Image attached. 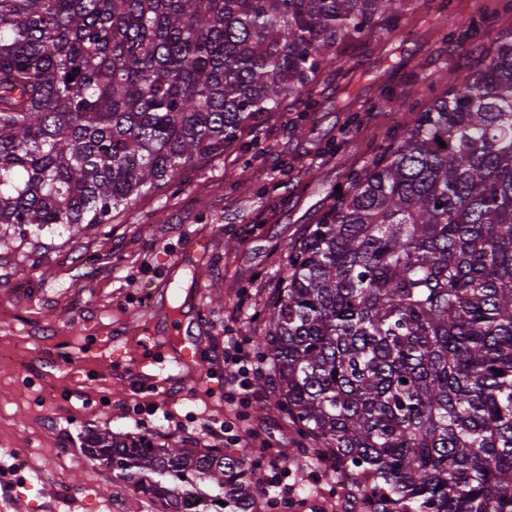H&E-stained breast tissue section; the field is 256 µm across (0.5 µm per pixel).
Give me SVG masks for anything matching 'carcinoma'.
<instances>
[{
    "instance_id": "carcinoma-1",
    "label": "carcinoma",
    "mask_w": 512,
    "mask_h": 512,
    "mask_svg": "<svg viewBox=\"0 0 512 512\" xmlns=\"http://www.w3.org/2000/svg\"><path fill=\"white\" fill-rule=\"evenodd\" d=\"M417 2L0 0V224H109L249 148L325 72L350 107L345 54ZM426 3L443 37L480 36ZM407 112L288 246L257 341L275 407L369 475L371 512H512V27ZM83 452L162 512L187 490L199 512H254L258 475L220 448L99 433Z\"/></svg>"
}]
</instances>
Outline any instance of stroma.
Instances as JSON below:
<instances>
[{"label":"stroma","instance_id":"obj_1","mask_svg":"<svg viewBox=\"0 0 512 512\" xmlns=\"http://www.w3.org/2000/svg\"><path fill=\"white\" fill-rule=\"evenodd\" d=\"M479 43L442 40L427 6L407 25L351 50L358 98L345 106L335 79L320 78L290 110L266 115L255 145L203 162L181 190L141 195L109 224L71 237L7 234L0 247V512H158L156 503L124 491L126 481L89 463L81 447L92 432L143 435L188 448H221L262 479L273 470L268 449L284 448L282 480L297 506L260 512H364L363 499L315 450L299 452L295 427L275 411L268 376L256 378L248 406L224 401V335L265 331L288 247L333 203L336 190L365 168L408 95L442 89L451 64H476ZM392 112L375 110L383 91ZM357 123H349L350 114ZM207 239V287L196 288L193 263L171 270L190 236ZM182 307L188 335L201 341L200 363L176 368L164 387L151 381L150 350L126 363L86 358L133 345L151 322L144 304ZM27 343V357L7 349ZM230 423L239 444L213 437ZM266 452L251 455L250 429Z\"/></svg>","mask_w":512,"mask_h":512}]
</instances>
